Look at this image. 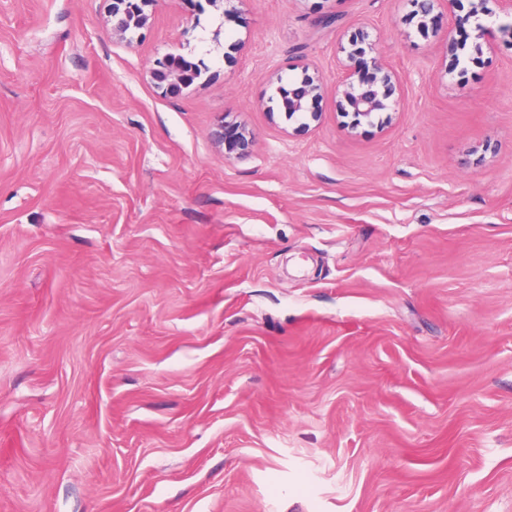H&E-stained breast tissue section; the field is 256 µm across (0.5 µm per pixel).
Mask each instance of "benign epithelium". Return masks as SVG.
Here are the masks:
<instances>
[{
    "label": "benign epithelium",
    "mask_w": 512,
    "mask_h": 512,
    "mask_svg": "<svg viewBox=\"0 0 512 512\" xmlns=\"http://www.w3.org/2000/svg\"><path fill=\"white\" fill-rule=\"evenodd\" d=\"M159 0H111L109 17L111 27L108 35L112 42L127 47L134 45L135 35L152 23L150 7ZM411 5V16L417 20V30L427 33L444 9L449 13L467 10V15L476 21L477 39L474 51L493 46L495 34L485 21L501 11L512 15V0H407ZM462 45L454 38L446 42L445 71L451 72L464 63L459 50ZM375 50L370 32L360 29L350 36L347 45L341 47L343 75L336 87V110L342 117H349V128L355 130L361 124L371 122L375 114L388 112L398 104V81L395 73L379 57H367ZM208 71L204 62L192 65L179 52L171 51L154 61L149 69L151 83L165 98H177L183 91L201 79ZM270 100L286 117L300 115L302 121L294 128L300 132L309 128V122L318 121L321 113L317 103L323 96V85L317 75L302 69L295 77L276 75L272 81ZM210 139L228 161L242 160L250 156L255 145V135L245 125L221 119L210 131Z\"/></svg>",
    "instance_id": "7a95c632"
}]
</instances>
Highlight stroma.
Here are the masks:
<instances>
[{"instance_id":"obj_1","label":"stroma","mask_w":512,"mask_h":512,"mask_svg":"<svg viewBox=\"0 0 512 512\" xmlns=\"http://www.w3.org/2000/svg\"><path fill=\"white\" fill-rule=\"evenodd\" d=\"M107 6L0 0V512H512V36L448 73L471 22L405 0H160L132 49ZM364 26L401 103L353 131ZM208 67L204 61L192 65L179 52L165 53L154 61L149 69L151 83L160 95L165 98H177L196 81L201 79L202 72ZM301 76L284 77L277 74L272 81L273 93L270 97L279 112H284L287 118L300 114L302 121L293 130L304 131L309 128L308 121H319L321 113L317 103L323 96V85L317 75L308 73V68L302 66ZM228 114L210 131V139L228 161L242 160L250 156L255 145V135L242 123L227 121Z\"/></svg>"}]
</instances>
